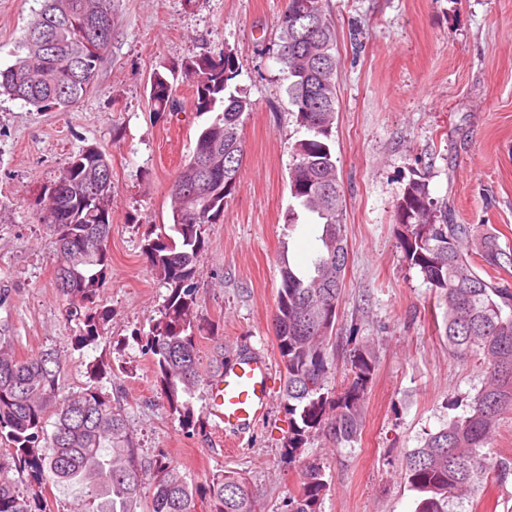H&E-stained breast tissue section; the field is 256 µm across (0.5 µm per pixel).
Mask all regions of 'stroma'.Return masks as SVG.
<instances>
[{
	"instance_id": "1",
	"label": "stroma",
	"mask_w": 512,
	"mask_h": 512,
	"mask_svg": "<svg viewBox=\"0 0 512 512\" xmlns=\"http://www.w3.org/2000/svg\"><path fill=\"white\" fill-rule=\"evenodd\" d=\"M43 0H0V69ZM285 0H112V44L90 93L61 112L0 96V288L12 291L7 321L17 356L58 351L61 394L100 386L120 406L144 460L165 457L195 484L243 473L257 512H285L303 464L321 467L320 512H415L401 474L405 454L448 419L464 415L486 376L477 359L448 350L443 295L409 267L393 220L403 188L423 176L457 224H491L512 249V0H327L336 29L338 113L332 134L348 241L345 291L333 352V386L348 370L351 336L370 341L376 370L357 441L311 437L289 456L283 369L272 329L280 262L308 267L316 218L295 206L288 183L295 122L278 59ZM232 53L231 84L247 96L240 187L224 221L206 225L194 280L199 371L191 398L200 429L182 430L143 345L168 291L143 253L150 226L171 224V185L211 114L196 112V56ZM178 75L183 110L159 115L150 79ZM96 147L112 167L111 268L96 302L104 339L81 348L54 284L59 254L37 221L44 188L79 151ZM267 355L264 416L238 433L210 413L208 380L225 361ZM448 512H512V477H480L448 498Z\"/></svg>"
}]
</instances>
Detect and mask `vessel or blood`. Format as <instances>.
<instances>
[{"instance_id": "vessel-or-blood-1", "label": "vessel or blood", "mask_w": 512, "mask_h": 512, "mask_svg": "<svg viewBox=\"0 0 512 512\" xmlns=\"http://www.w3.org/2000/svg\"><path fill=\"white\" fill-rule=\"evenodd\" d=\"M270 373L268 358L251 353L228 364L211 383L212 409L225 427L246 431L264 415Z\"/></svg>"}]
</instances>
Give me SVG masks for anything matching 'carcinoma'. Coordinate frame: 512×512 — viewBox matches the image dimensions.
I'll return each instance as SVG.
<instances>
[{
    "label": "carcinoma",
    "mask_w": 512,
    "mask_h": 512,
    "mask_svg": "<svg viewBox=\"0 0 512 512\" xmlns=\"http://www.w3.org/2000/svg\"><path fill=\"white\" fill-rule=\"evenodd\" d=\"M279 61L288 78V97L296 122L307 136L292 146L291 196L320 226L311 268L302 273L284 264L273 326L285 374L283 399L292 420L288 454L325 432L336 445L357 440L369 384L375 373L373 349L354 344L349 351L346 386L331 396L335 374L329 344L339 320L345 290L348 248L343 224V190L330 147L336 122V32L326 0H288L278 18ZM112 44L111 0H44L28 28L24 56L0 69V95L38 109L65 110L90 92ZM187 73L193 78L198 112H213L201 129L195 149L174 183L201 185V196L174 198L172 224L155 225L144 253L168 290L160 318L146 337L164 385L169 408L182 429L195 430L190 396L201 382L196 353L197 256L204 246V226L224 220V205L239 188L244 155L241 118L250 102L229 90L235 59L200 55ZM155 112L176 114L181 103L168 74L157 70L150 81ZM112 171L107 157L94 147L76 154L56 180L57 205L39 211L38 222L55 238L60 259L55 287L69 315L83 324L78 344L102 337L104 317L92 312L106 284L112 228V190L84 198V172ZM403 258L446 299L444 330L448 350L474 356L486 381L469 404L422 446L405 454L403 479L417 492L415 512H448V495L466 493L484 468L486 447L503 414L512 410V258L505 259L499 233L490 224H450L448 209L434 214L427 178L409 181L394 213ZM91 231L103 246L91 249ZM63 368L54 350L18 358L9 325L0 321V440L8 443L13 463L27 473L24 496L0 482V512H46L48 485L76 488L78 512H197L196 501L208 495L211 512H256L248 484L225 471L204 486L189 482L164 461L142 463L137 443L121 410L96 388L59 395ZM55 417L54 429L46 424ZM326 484L319 464L301 470L297 493L288 497L287 512H319Z\"/></svg>",
    "instance_id": "carcinoma-1"
}]
</instances>
